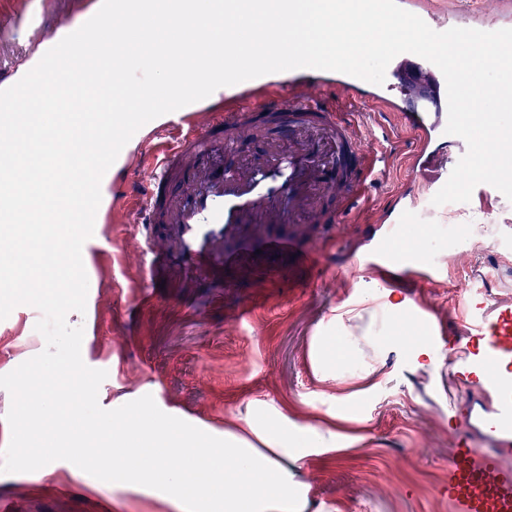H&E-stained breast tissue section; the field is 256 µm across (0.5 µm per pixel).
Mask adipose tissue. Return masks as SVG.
<instances>
[{"label": "adipose tissue", "instance_id": "ef3b65f1", "mask_svg": "<svg viewBox=\"0 0 512 512\" xmlns=\"http://www.w3.org/2000/svg\"><path fill=\"white\" fill-rule=\"evenodd\" d=\"M96 435L94 443L73 431L47 448L22 445L15 463L47 473L63 455L108 466L113 491L152 496L172 512H304L308 490L294 481L292 470L336 447L335 431L303 435L280 412L251 415L244 429H228L216 438L184 418L161 425L149 412L119 409L111 422L97 423ZM102 440L117 452V463L101 456Z\"/></svg>", "mask_w": 512, "mask_h": 512}]
</instances>
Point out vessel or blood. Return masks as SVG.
I'll list each match as a JSON object with an SVG mask.
<instances>
[{
  "label": "vessel or blood",
  "mask_w": 512,
  "mask_h": 512,
  "mask_svg": "<svg viewBox=\"0 0 512 512\" xmlns=\"http://www.w3.org/2000/svg\"><path fill=\"white\" fill-rule=\"evenodd\" d=\"M32 0H0V16L24 20L30 33L20 60L0 57V90L18 82L46 51L77 30L100 8L102 0H55L63 19L44 33L42 15ZM432 29L460 24L454 0H398ZM475 27L483 31L512 28V0H475ZM336 90L346 100L380 109L398 128V139L383 151L371 145V132L356 131L343 110L323 107L320 99ZM307 127V139L289 140L270 159L247 171L224 173L222 150L232 149L264 120ZM446 81L431 62L412 53L396 56L384 84L310 68L276 72L217 89L210 97L162 115L142 126L119 153L112 169L139 175L135 184L101 181L97 221L136 225L135 234L116 245L122 265L137 270L147 287L162 276L194 281L223 280L252 273L261 258L294 257L306 266L322 253L306 246L297 233L273 234L270 226L285 217L321 225L331 237L351 213L365 185L401 154L403 139L414 142L408 158L411 190L436 194L446 183L467 146L446 134ZM336 198V209L319 213L322 197ZM504 195L489 184L478 185L472 204L498 212ZM409 221L400 213L380 234L366 267L382 284H392L394 265L386 247L404 234ZM101 242L93 233L83 245L82 260L90 288L105 283L92 249ZM447 260L424 263L419 281L442 283ZM452 327L429 326L425 341H450L440 366V386L448 396V419L458 432L448 458V512H512V296L495 293L490 282L472 287L458 304Z\"/></svg>",
  "instance_id": "obj_1"
}]
</instances>
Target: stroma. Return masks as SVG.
<instances>
[{
  "instance_id": "35a3bbf8",
  "label": "stroma",
  "mask_w": 512,
  "mask_h": 512,
  "mask_svg": "<svg viewBox=\"0 0 512 512\" xmlns=\"http://www.w3.org/2000/svg\"><path fill=\"white\" fill-rule=\"evenodd\" d=\"M404 159H395L366 191L359 210L336 229L326 246L332 268H306L276 257L259 268L267 287L238 280L236 288L198 281L186 288L138 299L142 285L128 271L121 288L104 285L96 304L70 312L83 327L85 364L107 373L99 387L102 408L153 410L192 419L220 434L240 425L252 402L288 415L309 431H336L335 453L309 458L297 477L308 488L305 512H448L445 492L452 425L439 394L434 365L407 355L408 323L449 319L451 305L469 285L473 265L493 272L501 294L512 291V264H498L495 221L463 204L462 223L482 228L463 243L439 286L419 285L416 301L394 311L400 295L369 276L345 272L348 250L359 244L362 223L378 220L406 187ZM251 307L255 319L243 329L226 320L228 309ZM36 317L18 306L0 321L5 355L0 375L34 356L27 336ZM104 336L119 344L100 345ZM336 361L329 372L325 359ZM14 512H166L159 501L135 493L101 490L93 469L64 461L49 474L0 476V499Z\"/></svg>"
}]
</instances>
